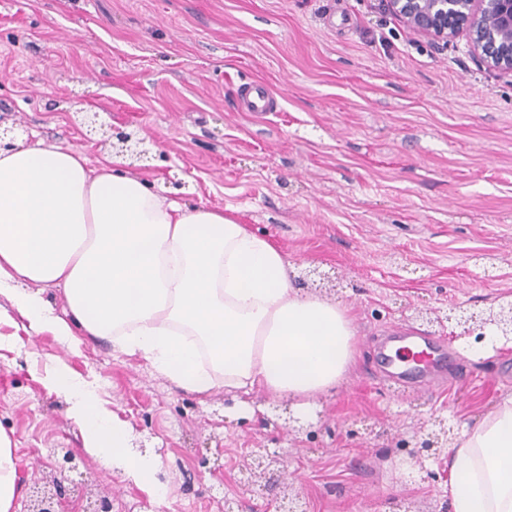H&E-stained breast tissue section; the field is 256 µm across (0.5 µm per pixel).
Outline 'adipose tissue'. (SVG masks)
<instances>
[{"instance_id":"obj_1","label":"adipose tissue","mask_w":512,"mask_h":512,"mask_svg":"<svg viewBox=\"0 0 512 512\" xmlns=\"http://www.w3.org/2000/svg\"><path fill=\"white\" fill-rule=\"evenodd\" d=\"M122 163L40 139L0 148V294L30 329L75 348L112 341L204 396L259 388L303 409L339 385L354 360L347 307L296 291L278 248L223 209L189 208ZM43 285L62 289L66 315ZM46 381L66 395L85 450L160 496L154 461L130 450L126 423L93 387L63 366ZM448 470L452 512H512L511 397L462 431ZM17 475L0 431V512H12Z\"/></svg>"}]
</instances>
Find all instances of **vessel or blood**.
I'll list each match as a JSON object with an SVG mask.
<instances>
[{"label":"vessel or blood","instance_id":"vessel-or-blood-1","mask_svg":"<svg viewBox=\"0 0 512 512\" xmlns=\"http://www.w3.org/2000/svg\"><path fill=\"white\" fill-rule=\"evenodd\" d=\"M251 112H268L273 99L264 85H255L244 100ZM389 344L380 349L378 359L385 375L395 383L429 385L440 374L451 370L447 348L436 338L415 336L403 329H392Z\"/></svg>","mask_w":512,"mask_h":512}]
</instances>
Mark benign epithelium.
<instances>
[{
    "mask_svg": "<svg viewBox=\"0 0 512 512\" xmlns=\"http://www.w3.org/2000/svg\"><path fill=\"white\" fill-rule=\"evenodd\" d=\"M384 8L410 30L425 35L437 44H448L458 36H466L471 51L488 70L512 74V0H382ZM464 333L485 337L492 327L506 341L512 342V302L501 304L486 316L473 315L460 319ZM443 448L439 434H430L409 451L410 459L421 462ZM52 470L57 474L56 486L67 473L79 468L78 457L70 448H51ZM54 494L37 485L30 488L24 512H55Z\"/></svg>",
    "mask_w": 512,
    "mask_h": 512,
    "instance_id": "benign-epithelium-1",
    "label": "benign epithelium"
}]
</instances>
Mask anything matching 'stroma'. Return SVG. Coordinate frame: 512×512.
<instances>
[{
  "instance_id": "35a3bbf8",
  "label": "stroma",
  "mask_w": 512,
  "mask_h": 512,
  "mask_svg": "<svg viewBox=\"0 0 512 512\" xmlns=\"http://www.w3.org/2000/svg\"><path fill=\"white\" fill-rule=\"evenodd\" d=\"M265 84L274 111H245ZM0 128L90 160L142 139L129 171L167 195L271 239L293 288L350 306L355 358L307 412L264 391L178 389L107 340L80 349L32 332L0 295V430L23 488L48 449H84L64 364L157 462L165 496L123 481L111 459L69 473L56 512H451L443 460L410 466L400 446L459 434L512 396V345L451 337L462 314L512 301V75L465 38L440 48L379 0H0ZM395 326L448 345L464 373L419 389L379 372ZM280 462L240 484V468Z\"/></svg>"
}]
</instances>
